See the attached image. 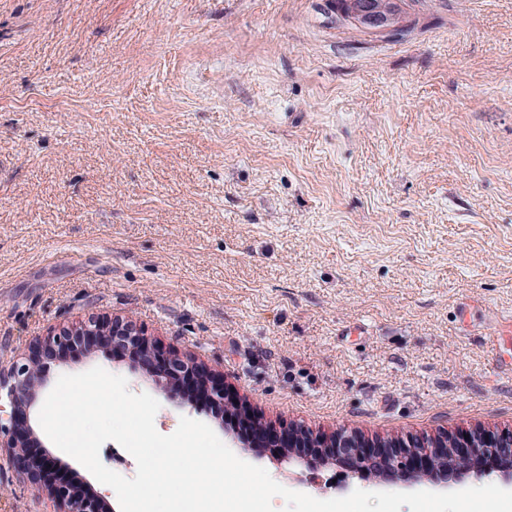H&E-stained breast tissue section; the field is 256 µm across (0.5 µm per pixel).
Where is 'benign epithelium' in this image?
<instances>
[{
    "mask_svg": "<svg viewBox=\"0 0 512 512\" xmlns=\"http://www.w3.org/2000/svg\"><path fill=\"white\" fill-rule=\"evenodd\" d=\"M421 8L416 0H380L369 9L353 7L343 12L342 22L368 35L388 37L406 29ZM118 343L125 350L140 355L142 361L157 363L155 372L159 378L155 380V387L176 406L183 408L189 404L191 394L184 390L186 386L206 396L216 406L224 405L228 399L224 384L211 378L194 358L159 355L144 331L129 321L90 319L36 340L29 362L0 369V449H7L21 460L20 480L44 483L46 495L56 503L58 512H109V508L103 498L90 494L77 477L44 481L56 466L55 457L50 454L31 457L27 452L34 435L31 408L47 386L44 360L58 359L64 349L75 345L96 352ZM243 421L267 436L274 444V457L283 462L294 453L305 451L306 466L310 470L319 469L331 459L360 480L375 475L418 483L433 472L442 480L456 477L444 464L451 459L456 470L477 476L497 474L500 486L512 491V433H478L467 438L461 434L452 441L445 436L430 443L376 445L353 436L335 435L328 439L313 435L301 438L288 431L278 434L248 415Z\"/></svg>",
    "mask_w": 512,
    "mask_h": 512,
    "instance_id": "benign-epithelium-1",
    "label": "benign epithelium"
}]
</instances>
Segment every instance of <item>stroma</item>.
<instances>
[{
    "instance_id": "stroma-1",
    "label": "stroma",
    "mask_w": 512,
    "mask_h": 512,
    "mask_svg": "<svg viewBox=\"0 0 512 512\" xmlns=\"http://www.w3.org/2000/svg\"><path fill=\"white\" fill-rule=\"evenodd\" d=\"M327 7L0 0V367L119 317L277 431L512 430V0H431L401 39ZM97 366L156 392L125 352L45 376ZM159 404L234 447L222 409ZM18 469L0 512H52Z\"/></svg>"
}]
</instances>
